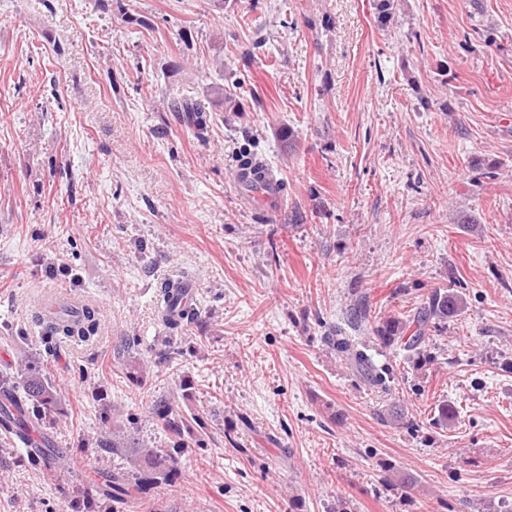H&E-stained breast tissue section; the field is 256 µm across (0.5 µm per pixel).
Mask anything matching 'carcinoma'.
Here are the masks:
<instances>
[{"label": "carcinoma", "mask_w": 512, "mask_h": 512, "mask_svg": "<svg viewBox=\"0 0 512 512\" xmlns=\"http://www.w3.org/2000/svg\"><path fill=\"white\" fill-rule=\"evenodd\" d=\"M175 112L191 114L190 122L198 131L207 127L204 112L187 103L172 105ZM173 285L165 283L159 295L158 313L165 327L171 331L182 330L197 321L196 312L183 309L173 301ZM463 299L448 291L430 294L410 319L396 316L377 317L374 321L376 338L386 347H399L416 358L425 356L428 332L448 322L459 314ZM44 342L52 353L65 343H89L96 339L100 323L96 310L88 305L76 319L42 318ZM330 345L360 379L370 387L384 385L378 373L365 355L344 336H333ZM153 413L162 429L168 434L170 447L150 448L128 430L117 428L112 438L101 440L98 446L125 456L128 467L103 477V481L90 490L100 497L112 499V508L128 503L131 491L144 494L150 489L170 486L178 479V458L190 443L206 429L202 417L193 415L173 417V408L166 400L155 403ZM67 417L65 400L45 371L40 361H29L20 366L14 375H0V432L13 445L27 449L30 456L40 459L47 470L67 467L70 462L63 456L52 457L48 439L39 444L31 434L50 422Z\"/></svg>", "instance_id": "1"}]
</instances>
